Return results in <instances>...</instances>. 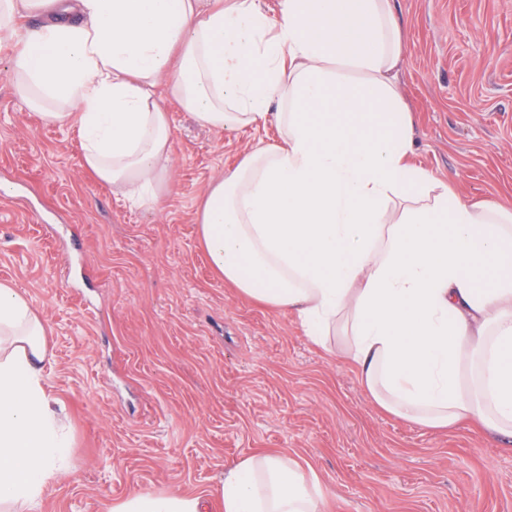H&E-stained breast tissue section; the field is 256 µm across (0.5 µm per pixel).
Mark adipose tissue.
Wrapping results in <instances>:
<instances>
[{"mask_svg": "<svg viewBox=\"0 0 512 512\" xmlns=\"http://www.w3.org/2000/svg\"><path fill=\"white\" fill-rule=\"evenodd\" d=\"M52 9L37 29L20 13ZM0 74L46 120L77 122L83 166L131 202L170 188L171 128L155 88L203 126L274 122L277 142L209 185L197 233L249 299L337 346L384 411L430 429L476 424L512 441V211L459 196L409 160L390 0H0ZM346 66L364 75L348 85ZM41 315L0 283V512H38L71 446L44 385ZM219 512H322L317 473L284 453L226 468ZM137 494L111 512H204Z\"/></svg>", "mask_w": 512, "mask_h": 512, "instance_id": "obj_1", "label": "adipose tissue"}]
</instances>
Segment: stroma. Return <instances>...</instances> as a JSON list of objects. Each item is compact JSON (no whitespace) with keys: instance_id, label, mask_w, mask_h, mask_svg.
<instances>
[{"instance_id":"35a3bbf8","label":"stroma","mask_w":512,"mask_h":512,"mask_svg":"<svg viewBox=\"0 0 512 512\" xmlns=\"http://www.w3.org/2000/svg\"><path fill=\"white\" fill-rule=\"evenodd\" d=\"M412 160L472 201L512 207V0H393ZM172 179L134 206L82 165L77 123L46 122L0 81V283L41 313L49 393L73 448L39 512H107L136 494L207 496L258 453L310 463L323 512H512V445L381 410L356 367L295 316L212 269L196 213L274 126L216 131L166 99Z\"/></svg>"}]
</instances>
